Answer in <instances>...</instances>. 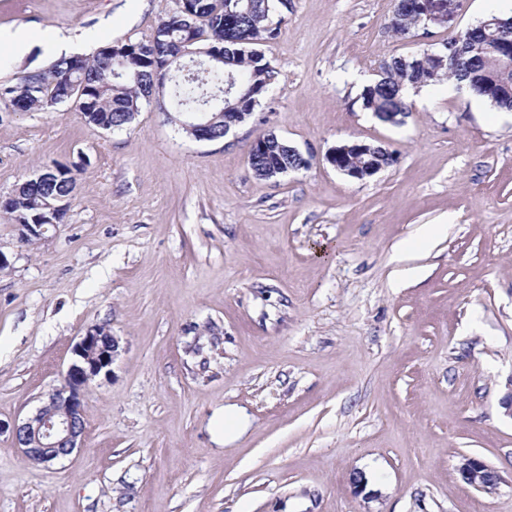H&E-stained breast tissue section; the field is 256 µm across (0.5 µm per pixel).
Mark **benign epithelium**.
<instances>
[{"label":"benign epithelium","instance_id":"1","mask_svg":"<svg viewBox=\"0 0 512 512\" xmlns=\"http://www.w3.org/2000/svg\"><path fill=\"white\" fill-rule=\"evenodd\" d=\"M462 5L463 0H401L399 8L413 10L419 15L422 22L419 37L424 39L431 35L430 28L433 25L448 21ZM193 119L197 121L201 131V140H219V137L210 133L214 120L207 118V113H196ZM255 142L259 143V150L248 156L254 174L271 178L285 173L284 169L273 164L270 157L263 155L266 150L265 143L258 138ZM371 153L372 146L369 143L347 142L329 150L326 161L336 171L362 180L376 175L382 167L370 162L347 167L343 165L342 159L351 154L363 156ZM30 186L41 191L40 212L30 220L20 213L13 215L23 242L31 238L39 239L47 227L61 223L69 204L68 197L54 194L47 189L48 179L37 173L18 185L14 193L0 196V211L9 206L10 200L16 194ZM119 349V339L110 331L97 326L87 329L75 345L74 359L65 373L63 383L48 392L33 416L21 422L15 421L9 426L0 422V434L10 430L15 445L29 461L47 464L71 455L82 447L84 437L83 391L96 377L110 374ZM458 472L463 482L487 494L495 493L502 481L499 473L474 456L463 457Z\"/></svg>","mask_w":512,"mask_h":512}]
</instances>
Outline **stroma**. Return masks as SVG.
Returning <instances> with one entry per match:
<instances>
[{
	"label": "stroma",
	"instance_id": "obj_1",
	"mask_svg": "<svg viewBox=\"0 0 512 512\" xmlns=\"http://www.w3.org/2000/svg\"><path fill=\"white\" fill-rule=\"evenodd\" d=\"M394 5L292 0L262 47L278 81L218 142L155 105L109 133L69 102L0 103V194L53 164L75 179L41 239L0 212V420L35 411L88 328L121 345L84 391L78 451L36 464L0 434V512H512V112L444 83L391 125L355 82L439 48L487 0L425 41L393 35ZM175 7L0 0V28L80 39L88 57ZM50 63L0 47V85ZM271 131L310 167L256 178L249 146ZM352 141L396 160L343 175L325 155ZM427 224L438 234L418 241ZM228 406L249 428L221 443ZM465 455L501 473L496 493L462 481Z\"/></svg>",
	"mask_w": 512,
	"mask_h": 512
}]
</instances>
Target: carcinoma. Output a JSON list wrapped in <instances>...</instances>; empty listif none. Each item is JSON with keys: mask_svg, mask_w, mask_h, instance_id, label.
Instances as JSON below:
<instances>
[{"mask_svg": "<svg viewBox=\"0 0 512 512\" xmlns=\"http://www.w3.org/2000/svg\"><path fill=\"white\" fill-rule=\"evenodd\" d=\"M279 3L280 0H180L176 10L157 22L148 39H130L113 55L112 67L122 72L121 79L109 78L107 65L101 64L96 55L81 60L77 67L72 65L73 58H62L46 69L45 79L40 82L26 76L17 85H1L0 101L8 109L18 105L24 112L62 103V87L56 78L67 75L84 85V118L107 131L121 130L144 105L143 90L151 84L153 71L174 57L179 44L185 50L199 48L224 57L209 72L205 84L181 73L170 81V117L166 121L195 139V125L185 121L183 115L202 111L211 91L231 79L238 82V100L224 113V122L229 123L250 116L277 80L280 71L260 46L278 33L279 22L274 17L281 16ZM419 26L415 11H399L391 29L395 36L405 38ZM490 34L476 24L462 30L458 42L461 63L456 66L440 67L426 52L383 61L378 78L358 97L361 109L372 114L391 112L400 118L409 112L401 95L405 85L426 87L453 81L496 110L512 111V95L498 96L501 84L512 82V70L501 66L500 55L486 52ZM267 140L273 142V162L288 166V141L273 132L267 133ZM38 205L39 198L34 193L18 195L11 202V213H33Z\"/></svg>", "mask_w": 512, "mask_h": 512, "instance_id": "carcinoma-1", "label": "carcinoma"}]
</instances>
